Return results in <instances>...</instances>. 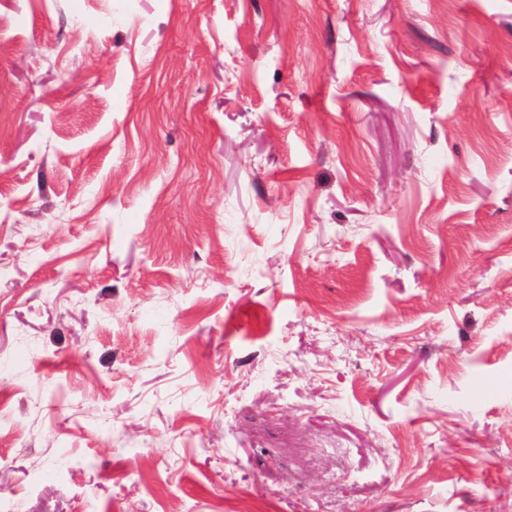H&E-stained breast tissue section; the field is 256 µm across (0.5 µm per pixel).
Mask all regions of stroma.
Instances as JSON below:
<instances>
[{
  "instance_id": "35a3bbf8",
  "label": "stroma",
  "mask_w": 512,
  "mask_h": 512,
  "mask_svg": "<svg viewBox=\"0 0 512 512\" xmlns=\"http://www.w3.org/2000/svg\"><path fill=\"white\" fill-rule=\"evenodd\" d=\"M0 362V512H512V0H0Z\"/></svg>"
}]
</instances>
